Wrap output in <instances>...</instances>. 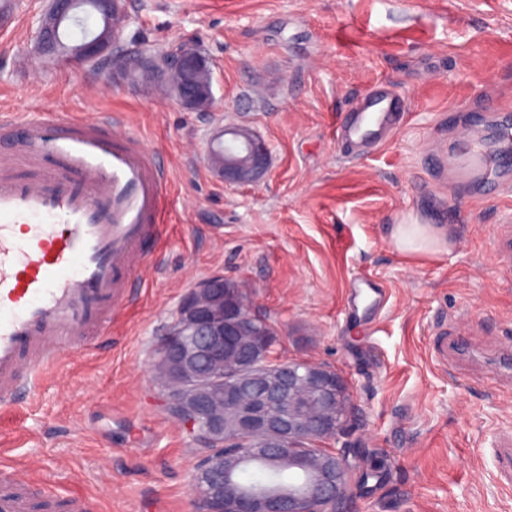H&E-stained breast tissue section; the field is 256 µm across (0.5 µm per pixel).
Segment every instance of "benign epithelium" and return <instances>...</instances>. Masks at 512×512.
I'll use <instances>...</instances> for the list:
<instances>
[{
  "label": "benign epithelium",
  "mask_w": 512,
  "mask_h": 512,
  "mask_svg": "<svg viewBox=\"0 0 512 512\" xmlns=\"http://www.w3.org/2000/svg\"><path fill=\"white\" fill-rule=\"evenodd\" d=\"M101 29L74 46V57L103 75L154 81L171 77L166 92L189 110L203 111L213 102L209 59L181 44L154 55L124 50L130 23L125 0H96ZM77 0H50L36 28V49L53 52L61 25ZM210 147L211 163L228 184L253 181L268 163L266 144L247 129ZM221 274L201 280L181 298L152 367L166 389V406L201 442L196 472L204 475V512H344L349 463L346 455L316 442L341 433L348 419L347 381L313 362L267 359V338L246 320L251 309L226 289ZM261 438L254 458H270L304 478L271 490L245 492L230 480L243 458L225 444Z\"/></svg>",
  "instance_id": "7a95c632"
}]
</instances>
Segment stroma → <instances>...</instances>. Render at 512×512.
I'll use <instances>...</instances> for the list:
<instances>
[{
    "label": "stroma",
    "instance_id": "stroma-1",
    "mask_svg": "<svg viewBox=\"0 0 512 512\" xmlns=\"http://www.w3.org/2000/svg\"><path fill=\"white\" fill-rule=\"evenodd\" d=\"M127 46L199 45L213 103L30 56L46 0H17L0 37V108L55 99L124 120L165 165L164 232L112 326L61 354L0 407V462L90 512H194L200 442L162 405L152 353L182 296L222 274L266 316L274 355L324 364L350 386L348 512H512L499 456L512 438V266L497 228L512 191L460 161L455 130L512 107V0H127ZM97 84L101 96L81 89ZM376 83L407 101L377 151L344 157L336 123ZM224 127L268 145L266 172L224 183L208 159ZM447 153L446 166L428 158ZM413 215L452 226L447 251L389 242ZM359 273L388 290L380 328L346 316Z\"/></svg>",
    "mask_w": 512,
    "mask_h": 512
}]
</instances>
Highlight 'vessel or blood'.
<instances>
[{
	"label": "vessel or blood",
	"mask_w": 512,
	"mask_h": 512,
	"mask_svg": "<svg viewBox=\"0 0 512 512\" xmlns=\"http://www.w3.org/2000/svg\"><path fill=\"white\" fill-rule=\"evenodd\" d=\"M45 117L0 118V404L30 388L60 350L105 331L166 217L168 178L158 157L125 123L70 117L55 103ZM406 112L386 84L367 89L336 125L349 156L383 144ZM38 165L18 177L15 157ZM381 285L355 277L350 299ZM53 490L34 489L0 464V512H42Z\"/></svg>",
	"instance_id": "b4317fda"
}]
</instances>
